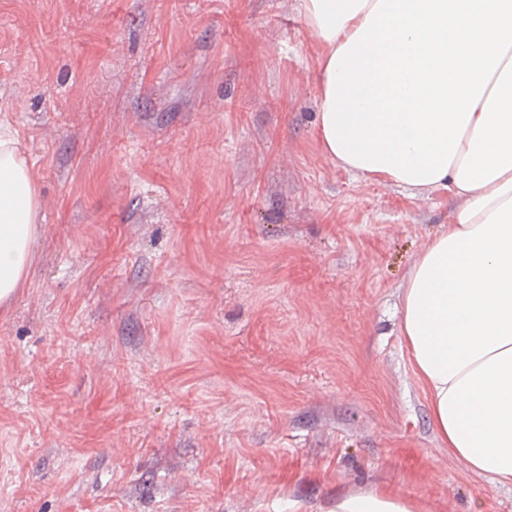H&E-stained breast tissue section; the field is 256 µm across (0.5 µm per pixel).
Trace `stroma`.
I'll use <instances>...</instances> for the list:
<instances>
[{
	"label": "stroma",
	"instance_id": "1",
	"mask_svg": "<svg viewBox=\"0 0 512 512\" xmlns=\"http://www.w3.org/2000/svg\"><path fill=\"white\" fill-rule=\"evenodd\" d=\"M298 0H0V121L40 197L0 310V512H291L378 487L512 512L400 336L463 204L317 141Z\"/></svg>",
	"mask_w": 512,
	"mask_h": 512
}]
</instances>
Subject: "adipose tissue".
I'll return each instance as SVG.
<instances>
[{
  "instance_id": "obj_1",
  "label": "adipose tissue",
  "mask_w": 512,
  "mask_h": 512,
  "mask_svg": "<svg viewBox=\"0 0 512 512\" xmlns=\"http://www.w3.org/2000/svg\"><path fill=\"white\" fill-rule=\"evenodd\" d=\"M323 46V151L357 178L462 198L416 258L400 334L450 455L512 486V0H299ZM39 200L0 131V308L27 280ZM318 512H420L381 489Z\"/></svg>"
}]
</instances>
